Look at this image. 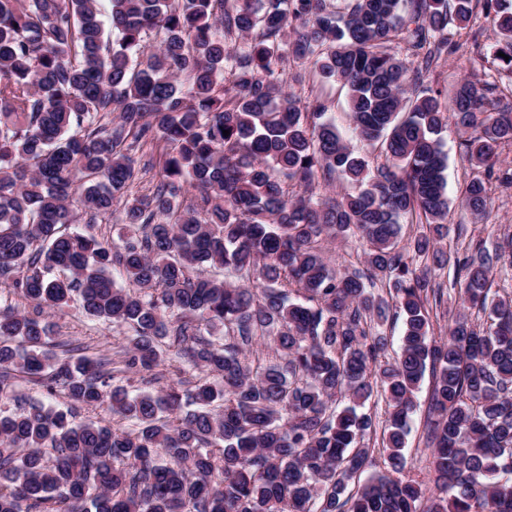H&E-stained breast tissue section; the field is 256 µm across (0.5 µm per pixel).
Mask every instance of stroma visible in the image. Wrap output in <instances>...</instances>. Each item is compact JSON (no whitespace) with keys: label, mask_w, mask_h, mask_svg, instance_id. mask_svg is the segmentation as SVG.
I'll list each match as a JSON object with an SVG mask.
<instances>
[{"label":"stroma","mask_w":512,"mask_h":512,"mask_svg":"<svg viewBox=\"0 0 512 512\" xmlns=\"http://www.w3.org/2000/svg\"><path fill=\"white\" fill-rule=\"evenodd\" d=\"M478 18L472 30L473 37L462 38L456 53L444 56L425 78L424 83L432 88L449 89L466 74L495 80L502 89L512 88V74L501 71L493 56V48L499 40L496 30L488 25L483 17L484 5H477ZM284 67L293 80L289 91L300 96H316L328 106V114L342 130H349L350 116L345 103V91L339 81L317 75L310 64L302 60H288ZM463 137L455 128H448L443 134L444 149L448 154L447 191L449 198L448 228L449 243L469 242L487 238L489 235H512V188L499 184L491 186V204L488 215L483 220H475L460 205L461 192L472 177L478 176V168L472 167L463 156ZM53 325V339L76 347L80 355L91 358L102 356L115 358L118 345L124 344L125 333L111 324L88 317L79 302H71L55 309L50 316ZM186 363L173 352H166L163 361L155 372L121 371L115 373L113 382L128 389L154 391L179 383L185 377ZM431 377H424L417 394V408L410 421V432L405 450L408 459L407 473L414 479L423 481L427 495H437L438 490L428 472L430 452L425 447V428L428 414ZM15 401L0 404V410L10 412L16 403L28 398H38L46 403L72 407L77 420L93 421L102 424H115L116 419L104 406L87 407L72 403L63 387L46 389L35 385L23 376L14 378Z\"/></svg>","instance_id":"obj_1"}]
</instances>
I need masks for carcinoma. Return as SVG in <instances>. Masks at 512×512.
<instances>
[{"label": "carcinoma", "instance_id": "1", "mask_svg": "<svg viewBox=\"0 0 512 512\" xmlns=\"http://www.w3.org/2000/svg\"><path fill=\"white\" fill-rule=\"evenodd\" d=\"M487 21L512 74V0ZM474 0H0V401L18 372L106 405L133 429L78 422L29 399L0 413V512H512V237L463 252L448 238L454 125L471 165L460 201L488 213L487 184L512 143V98L478 77L412 89L466 29ZM405 43L410 56L390 51ZM509 56H499V53ZM347 91L354 153L318 97L280 83L285 58ZM116 118H111L112 113ZM229 135H223V131ZM150 147V193L132 191V152ZM336 197L321 193L336 176ZM199 197L184 200L186 188ZM123 209L120 244L72 224ZM426 231L399 246L402 225ZM357 238L362 267L337 271L323 238ZM451 267L463 311L431 331ZM138 288L117 284L114 272ZM79 297L125 328V368L152 371L163 343L199 378L187 389L113 387L105 363L61 359L43 313ZM488 313L478 326L464 310ZM404 319L400 352L385 326ZM224 329V343L204 332ZM268 346L275 362L252 365ZM432 373L427 497L406 474L407 426ZM385 402L386 473L362 477ZM351 405L338 408V398Z\"/></svg>", "mask_w": 512, "mask_h": 512}]
</instances>
